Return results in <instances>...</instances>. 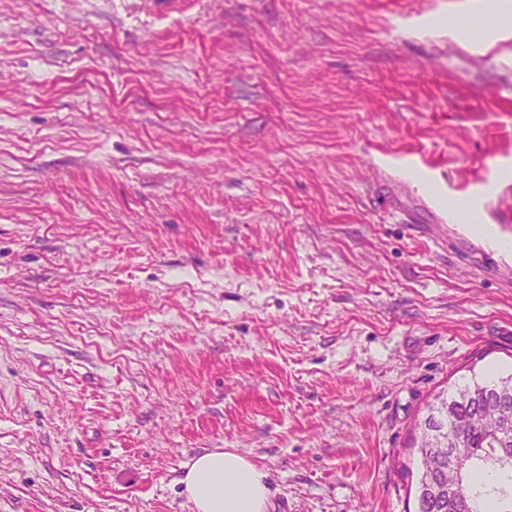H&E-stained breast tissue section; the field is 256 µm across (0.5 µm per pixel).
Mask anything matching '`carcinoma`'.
<instances>
[{
  "instance_id": "obj_1",
  "label": "carcinoma",
  "mask_w": 512,
  "mask_h": 512,
  "mask_svg": "<svg viewBox=\"0 0 512 512\" xmlns=\"http://www.w3.org/2000/svg\"><path fill=\"white\" fill-rule=\"evenodd\" d=\"M410 449L417 512H512V373L436 395Z\"/></svg>"
}]
</instances>
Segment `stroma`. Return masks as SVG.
Masks as SVG:
<instances>
[{
  "label": "stroma",
  "mask_w": 512,
  "mask_h": 512,
  "mask_svg": "<svg viewBox=\"0 0 512 512\" xmlns=\"http://www.w3.org/2000/svg\"><path fill=\"white\" fill-rule=\"evenodd\" d=\"M499 0H0V512H416L444 390L512 371ZM179 482L191 512H268L269 474L234 448L205 449Z\"/></svg>",
  "instance_id": "obj_1"
}]
</instances>
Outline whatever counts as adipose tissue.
<instances>
[{
    "mask_svg": "<svg viewBox=\"0 0 512 512\" xmlns=\"http://www.w3.org/2000/svg\"><path fill=\"white\" fill-rule=\"evenodd\" d=\"M267 471L232 448H210L192 457L180 479L191 512H268Z\"/></svg>",
    "mask_w": 512,
    "mask_h": 512,
    "instance_id": "adipose-tissue-1",
    "label": "adipose tissue"
}]
</instances>
